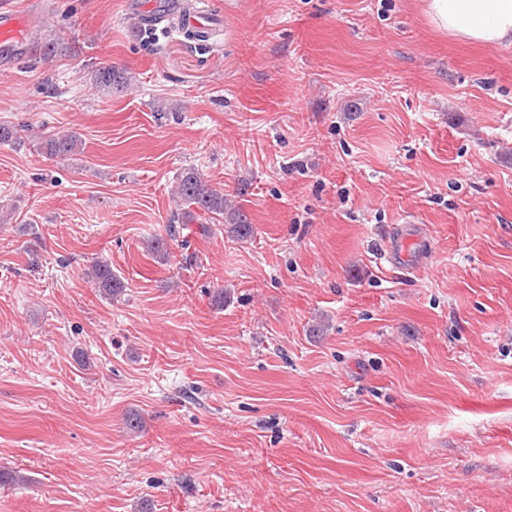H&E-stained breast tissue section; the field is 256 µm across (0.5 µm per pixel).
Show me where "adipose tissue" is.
<instances>
[{"instance_id":"ef3b65f1","label":"adipose tissue","mask_w":512,"mask_h":512,"mask_svg":"<svg viewBox=\"0 0 512 512\" xmlns=\"http://www.w3.org/2000/svg\"><path fill=\"white\" fill-rule=\"evenodd\" d=\"M436 31L488 47L512 45V0H422Z\"/></svg>"}]
</instances>
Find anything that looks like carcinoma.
Returning <instances> with one entry per match:
<instances>
[{
  "label": "carcinoma",
  "instance_id": "obj_1",
  "mask_svg": "<svg viewBox=\"0 0 512 512\" xmlns=\"http://www.w3.org/2000/svg\"><path fill=\"white\" fill-rule=\"evenodd\" d=\"M91 76L98 88L117 90L127 86L124 75L110 65L92 70ZM42 148L51 157L65 158L79 149V140L74 135L50 136L42 142ZM178 194L187 206H194L210 215V219L229 226V232L237 238L251 236L253 227L248 216L226 203L224 193L208 184L198 171L190 169L181 175ZM90 277L108 295L113 296L123 289V283L112 273V268L107 263L95 264Z\"/></svg>",
  "mask_w": 512,
  "mask_h": 512
}]
</instances>
